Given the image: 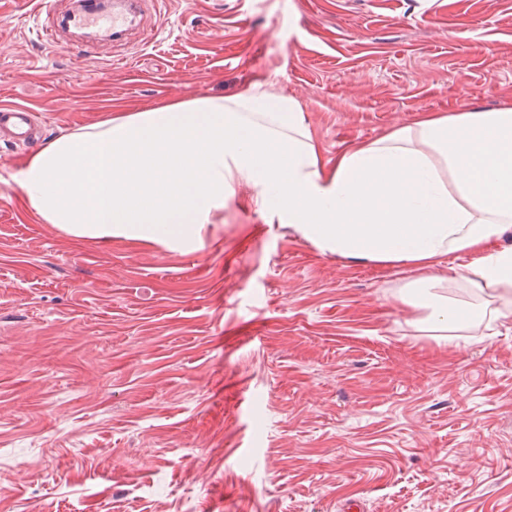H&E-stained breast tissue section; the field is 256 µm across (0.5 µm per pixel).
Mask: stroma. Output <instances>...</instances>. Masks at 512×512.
Masks as SVG:
<instances>
[{
    "label": "stroma",
    "instance_id": "35a3bbf8",
    "mask_svg": "<svg viewBox=\"0 0 512 512\" xmlns=\"http://www.w3.org/2000/svg\"><path fill=\"white\" fill-rule=\"evenodd\" d=\"M71 6L0 0V104L43 145L269 83L331 163L512 103V0H147L153 29L38 38ZM28 156L0 140V512H512V322L422 335L418 269L321 254L247 187L190 254L73 239Z\"/></svg>",
    "mask_w": 512,
    "mask_h": 512
}]
</instances>
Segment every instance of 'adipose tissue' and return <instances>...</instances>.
<instances>
[{
  "instance_id": "ef3b65f1",
  "label": "adipose tissue",
  "mask_w": 512,
  "mask_h": 512,
  "mask_svg": "<svg viewBox=\"0 0 512 512\" xmlns=\"http://www.w3.org/2000/svg\"><path fill=\"white\" fill-rule=\"evenodd\" d=\"M41 221L101 246L197 251L240 187L267 222L320 253L422 270L400 294L419 329L468 340L485 316L448 297L449 280L512 319V105L425 112L387 136L352 143L333 165L292 96L255 85L233 97L173 100L59 136L15 174ZM468 258L453 277L438 257Z\"/></svg>"
}]
</instances>
